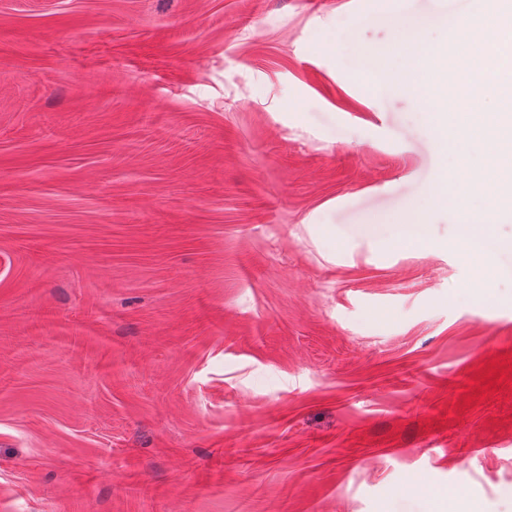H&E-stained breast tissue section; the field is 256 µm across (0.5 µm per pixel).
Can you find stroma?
Returning <instances> with one entry per match:
<instances>
[{
  "label": "stroma",
  "mask_w": 512,
  "mask_h": 512,
  "mask_svg": "<svg viewBox=\"0 0 512 512\" xmlns=\"http://www.w3.org/2000/svg\"><path fill=\"white\" fill-rule=\"evenodd\" d=\"M481 6L0 0V512H512V215L412 235L393 78Z\"/></svg>",
  "instance_id": "obj_1"
}]
</instances>
